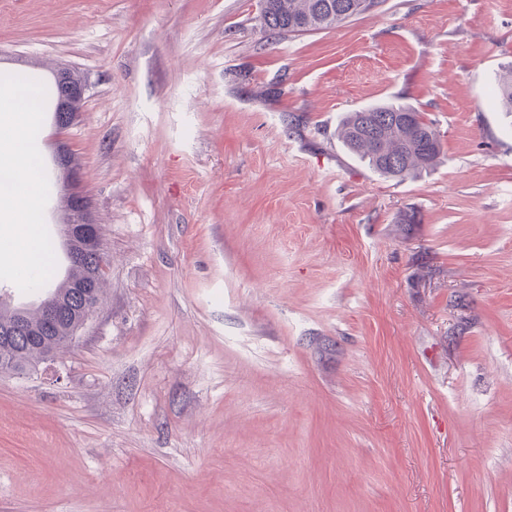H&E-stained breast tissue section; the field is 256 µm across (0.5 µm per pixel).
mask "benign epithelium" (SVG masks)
<instances>
[{"label":"benign epithelium","instance_id":"benign-epithelium-1","mask_svg":"<svg viewBox=\"0 0 512 512\" xmlns=\"http://www.w3.org/2000/svg\"><path fill=\"white\" fill-rule=\"evenodd\" d=\"M61 87L60 94L54 105V111L64 113L65 123L55 124V151L54 162L63 172V183L69 203L70 221L62 225V235L67 247V253L72 260H81L88 253H102L99 239L88 233L83 237L74 236L73 227L83 224L94 227L97 224L96 215L87 195L80 188V169L75 166L69 156V150L61 141L62 131L71 126L81 114V111L72 108V103L87 97L90 82L87 79L72 81L65 71L57 72Z\"/></svg>","mask_w":512,"mask_h":512}]
</instances>
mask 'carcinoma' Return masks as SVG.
Returning a JSON list of instances; mask_svg holds the SVG:
<instances>
[{"label": "carcinoma", "mask_w": 512, "mask_h": 512, "mask_svg": "<svg viewBox=\"0 0 512 512\" xmlns=\"http://www.w3.org/2000/svg\"><path fill=\"white\" fill-rule=\"evenodd\" d=\"M381 0H263L260 19L271 33H303L332 27L349 18L369 13ZM23 91L35 87L41 92V106L56 100L57 83L42 84L37 77L15 80ZM497 105L512 115V64L503 65L492 84ZM336 136L347 151L383 179L402 181L435 166L441 143L433 123L424 113L406 105L378 103L348 113L336 127ZM49 264L31 271L25 287L31 293L57 298L60 312L55 323L46 326L41 302L12 305L0 298V368L24 372L70 343L83 296L78 283L90 285L101 298L104 277L100 260L66 265L58 276L55 252L47 250Z\"/></svg>", "instance_id": "carcinoma-1"}]
</instances>
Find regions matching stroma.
<instances>
[{
    "label": "stroma",
    "instance_id": "obj_1",
    "mask_svg": "<svg viewBox=\"0 0 512 512\" xmlns=\"http://www.w3.org/2000/svg\"><path fill=\"white\" fill-rule=\"evenodd\" d=\"M259 15L0 0L1 73L90 80L65 137L111 261L76 340L0 372V512H512V0ZM383 101L433 120L435 168L344 149ZM27 245L0 223L21 303ZM381 0H263L260 19L271 33H303L329 28L369 13ZM492 96L502 112L512 115V64L501 65L492 84Z\"/></svg>",
    "mask_w": 512,
    "mask_h": 512
}]
</instances>
